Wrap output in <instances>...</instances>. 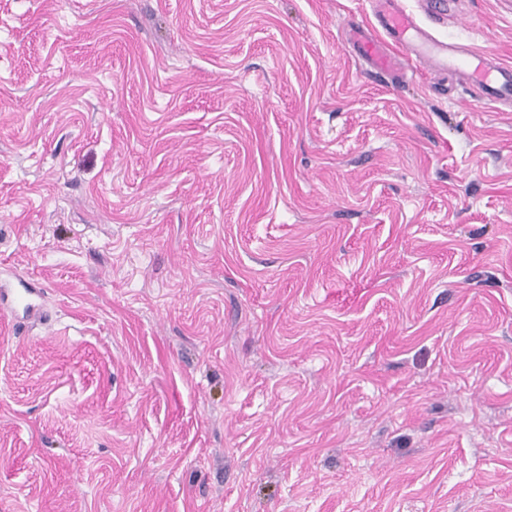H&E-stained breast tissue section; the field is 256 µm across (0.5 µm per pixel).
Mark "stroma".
<instances>
[{
	"mask_svg": "<svg viewBox=\"0 0 512 512\" xmlns=\"http://www.w3.org/2000/svg\"><path fill=\"white\" fill-rule=\"evenodd\" d=\"M377 9L0 0V512H512V110ZM389 8L380 23L401 53L402 60L391 54L374 37L359 28L351 29L350 38L357 44L360 57L371 63L380 74L407 79L413 75L411 62H425L448 72L464 75L476 97L493 107H512V66L497 57L475 52L463 46L448 44L430 37L415 17L395 0H385Z\"/></svg>",
	"mask_w": 512,
	"mask_h": 512,
	"instance_id": "35a3bbf8",
	"label": "stroma"
}]
</instances>
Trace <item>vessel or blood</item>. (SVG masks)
I'll return each mask as SVG.
<instances>
[{"label":"vessel or blood","mask_w":512,"mask_h":512,"mask_svg":"<svg viewBox=\"0 0 512 512\" xmlns=\"http://www.w3.org/2000/svg\"><path fill=\"white\" fill-rule=\"evenodd\" d=\"M387 10L380 23L386 35L398 48L390 53L374 37L363 30L350 31L362 59L380 74L395 79L412 75V63L425 62L440 69L463 74L481 102L493 107H512V66L497 57L430 37L415 17L400 7L398 0H386Z\"/></svg>","instance_id":"obj_1"}]
</instances>
